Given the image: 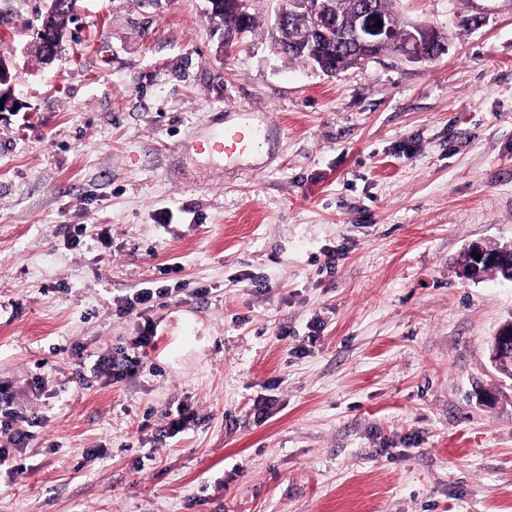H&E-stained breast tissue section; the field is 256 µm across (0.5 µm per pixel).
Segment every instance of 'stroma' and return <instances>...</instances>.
<instances>
[{
  "instance_id": "1",
  "label": "stroma",
  "mask_w": 512,
  "mask_h": 512,
  "mask_svg": "<svg viewBox=\"0 0 512 512\" xmlns=\"http://www.w3.org/2000/svg\"><path fill=\"white\" fill-rule=\"evenodd\" d=\"M49 4L0 0V512H512V282L457 265L512 242V0H394L447 52L333 76L278 52L279 0L230 53L205 0H76L45 65ZM246 114L264 158L192 149ZM149 281L158 348L112 383ZM510 248L508 251L510 252L509 257L496 253L492 256H487L485 254V249L483 245L479 242H473L468 245V247L464 251V260L463 264L460 266L459 271L462 278L471 281H480L483 278L482 267L484 264H498L505 265L511 264L512 267V250L511 243L509 244ZM473 253L480 255V260L473 258ZM511 267L508 268V271H511ZM497 340L489 347V360L494 369L512 380V320L501 324L496 333Z\"/></svg>"
}]
</instances>
